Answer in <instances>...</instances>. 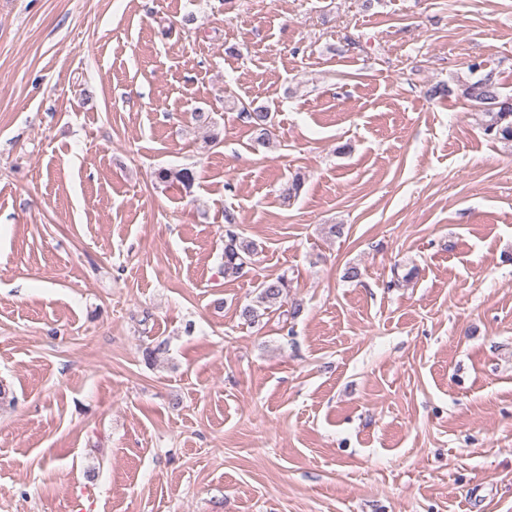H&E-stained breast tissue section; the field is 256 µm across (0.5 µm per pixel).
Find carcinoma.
I'll return each mask as SVG.
<instances>
[{
  "instance_id": "carcinoma-1",
  "label": "carcinoma",
  "mask_w": 512,
  "mask_h": 512,
  "mask_svg": "<svg viewBox=\"0 0 512 512\" xmlns=\"http://www.w3.org/2000/svg\"><path fill=\"white\" fill-rule=\"evenodd\" d=\"M469 75L460 81L461 96L483 106L485 112L484 132L492 139L501 142H512V96L502 91L501 83L492 70H488L481 62L468 65ZM241 115L255 132V143L261 147L270 145L271 112L265 105H242ZM161 182H178L185 187L192 184L193 173L187 169L171 171L161 169L156 172ZM237 218L229 210L224 211V276H238L245 267L251 264L256 246L243 238L237 231ZM290 281L283 274L262 282L255 303L244 306L240 317L253 324L259 321L261 311L280 307L288 300Z\"/></svg>"
}]
</instances>
